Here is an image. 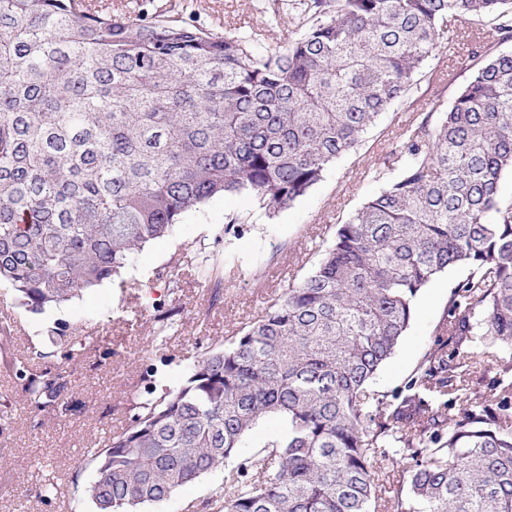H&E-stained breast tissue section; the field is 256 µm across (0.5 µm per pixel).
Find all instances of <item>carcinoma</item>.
<instances>
[{"label":"carcinoma","mask_w":512,"mask_h":512,"mask_svg":"<svg viewBox=\"0 0 512 512\" xmlns=\"http://www.w3.org/2000/svg\"><path fill=\"white\" fill-rule=\"evenodd\" d=\"M302 33L214 34L154 0H0V283L32 315L112 281L210 199L272 217L412 87L440 39L470 78L403 128L385 185L314 270L176 387L145 372L121 430L81 462L97 512H138L237 458L213 512H512V0H300ZM489 28L472 38L465 27ZM462 266L405 389L369 384L419 293ZM201 278L223 292V272ZM180 310L153 315L163 333ZM33 409H81L62 370L8 357ZM494 358L495 374L469 379ZM284 430L240 454L259 420Z\"/></svg>","instance_id":"obj_1"}]
</instances>
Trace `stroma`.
<instances>
[{
    "instance_id": "stroma-1",
    "label": "stroma",
    "mask_w": 512,
    "mask_h": 512,
    "mask_svg": "<svg viewBox=\"0 0 512 512\" xmlns=\"http://www.w3.org/2000/svg\"><path fill=\"white\" fill-rule=\"evenodd\" d=\"M193 7L197 22L215 34L243 23L270 21L256 10L255 0H193ZM471 73L468 59L440 47L420 73L417 91L382 114L357 151L338 158L322 181L273 219L261 214L251 194L213 198L188 213L168 237L136 253L119 281L87 290L63 308L39 316L17 307L11 291L0 287V316L14 327L15 354L44 367L65 368L82 403L79 414L66 418L34 412L18 380L0 368V409L12 416L11 429L0 436V512H95L82 497L92 471L79 467L78 460L124 424L146 367L157 365L158 381L177 385L198 352L240 335L264 313L272 297L308 275L336 224L380 190L373 172L381 166L388 143L404 124L418 118L427 98L439 97L442 106H449ZM230 215L243 219L240 232H226ZM184 248L192 263L183 269L177 286H168L155 273ZM216 262L223 268L224 302L212 308L198 272ZM468 274L466 268H451L423 289L407 334L371 383L372 391L390 395L404 389L434 344L452 288ZM174 306L182 310L178 327L166 338H157L154 311ZM58 320L70 324L72 342L95 337L96 351L64 361L63 346L47 340L48 329ZM163 355L168 358L164 365L159 362ZM233 466L226 461L163 506L146 505L140 512H208L207 501L221 490ZM42 468L61 479L62 495L45 497L38 476Z\"/></svg>"
}]
</instances>
